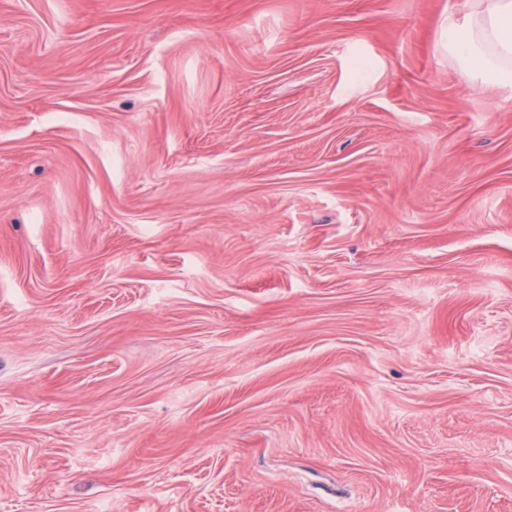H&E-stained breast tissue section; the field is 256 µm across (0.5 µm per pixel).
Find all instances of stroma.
<instances>
[{"label":"stroma","mask_w":512,"mask_h":512,"mask_svg":"<svg viewBox=\"0 0 512 512\" xmlns=\"http://www.w3.org/2000/svg\"><path fill=\"white\" fill-rule=\"evenodd\" d=\"M472 8L0 0V512H512Z\"/></svg>","instance_id":"35a3bbf8"}]
</instances>
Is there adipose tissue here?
I'll list each match as a JSON object with an SVG mask.
<instances>
[{"label":"adipose tissue","instance_id":"obj_1","mask_svg":"<svg viewBox=\"0 0 512 512\" xmlns=\"http://www.w3.org/2000/svg\"><path fill=\"white\" fill-rule=\"evenodd\" d=\"M439 47L484 81L512 87V0H476L465 17H443Z\"/></svg>","mask_w":512,"mask_h":512}]
</instances>
